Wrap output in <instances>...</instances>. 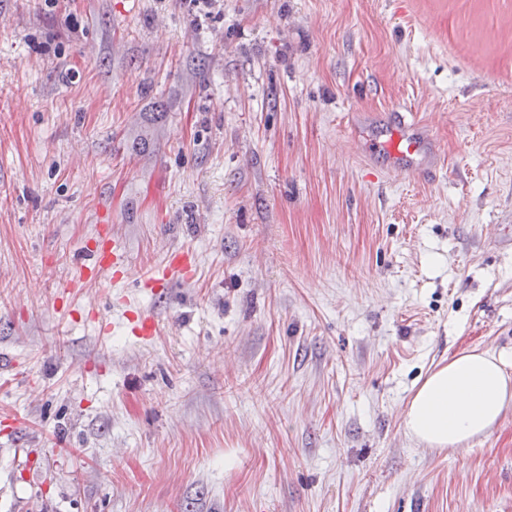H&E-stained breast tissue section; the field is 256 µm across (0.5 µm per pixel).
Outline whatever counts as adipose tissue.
I'll use <instances>...</instances> for the list:
<instances>
[{
    "mask_svg": "<svg viewBox=\"0 0 512 512\" xmlns=\"http://www.w3.org/2000/svg\"><path fill=\"white\" fill-rule=\"evenodd\" d=\"M512 408V363L504 354L469 348L439 363L412 396L404 419L409 438L445 452L486 437Z\"/></svg>",
    "mask_w": 512,
    "mask_h": 512,
    "instance_id": "adipose-tissue-1",
    "label": "adipose tissue"
}]
</instances>
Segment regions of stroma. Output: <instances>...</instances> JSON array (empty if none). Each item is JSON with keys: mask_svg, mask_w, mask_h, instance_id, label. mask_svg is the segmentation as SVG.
<instances>
[{"mask_svg": "<svg viewBox=\"0 0 512 512\" xmlns=\"http://www.w3.org/2000/svg\"><path fill=\"white\" fill-rule=\"evenodd\" d=\"M398 111L436 173L374 150ZM501 228L512 0H0V512H512V409L403 423L512 356ZM92 256L94 266L111 274L113 278L122 279L129 275L128 266L114 247V239H112V246L107 243ZM192 272V266H188L181 260L166 263L164 266L154 271L150 277L143 280L146 281V286L152 287L156 283L157 285H161L163 282L170 280H188L192 277ZM504 354L469 348L439 363L409 401V438L439 452L486 437L512 407V373Z\"/></svg>", "mask_w": 512, "mask_h": 512, "instance_id": "obj_1", "label": "stroma"}]
</instances>
